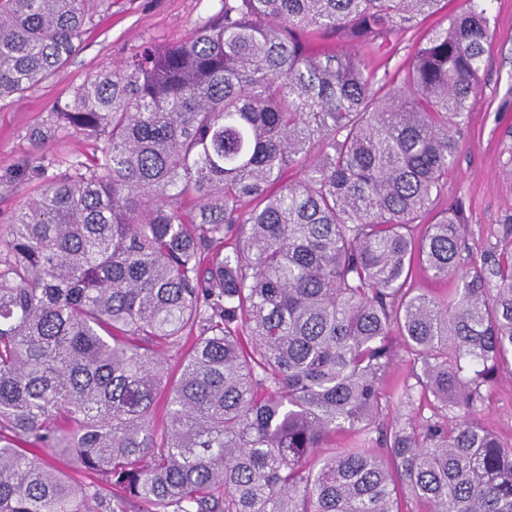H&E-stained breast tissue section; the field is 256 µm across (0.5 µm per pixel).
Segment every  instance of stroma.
Instances as JSON below:
<instances>
[{
  "label": "stroma",
  "instance_id": "1",
  "mask_svg": "<svg viewBox=\"0 0 512 512\" xmlns=\"http://www.w3.org/2000/svg\"><path fill=\"white\" fill-rule=\"evenodd\" d=\"M220 8L221 0H103L68 64L0 106V226L38 193L35 180L17 175L24 163L46 155L55 159V171L62 175L71 160L93 153L91 142L55 124L56 102L88 75L112 69L144 43L186 40ZM487 15L493 37L481 94L441 197L445 204L463 200L469 217L466 245L476 257L512 233V0H490ZM35 130L42 132V141L31 139ZM479 420L512 441V374L502 373Z\"/></svg>",
  "mask_w": 512,
  "mask_h": 512
}]
</instances>
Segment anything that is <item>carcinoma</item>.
<instances>
[{
  "label": "carcinoma",
  "mask_w": 512,
  "mask_h": 512,
  "mask_svg": "<svg viewBox=\"0 0 512 512\" xmlns=\"http://www.w3.org/2000/svg\"><path fill=\"white\" fill-rule=\"evenodd\" d=\"M97 2L0 0V101L70 60ZM443 8L222 0L56 105L94 151L59 181L33 159L46 182L0 229V512H95L103 482L108 512H402V493L512 512V443L476 421L512 366V242L463 261L459 201L416 224L475 104L486 9L388 67ZM416 266L454 294L419 292ZM395 396L431 414L387 425Z\"/></svg>",
  "instance_id": "cac0c4a2"
}]
</instances>
